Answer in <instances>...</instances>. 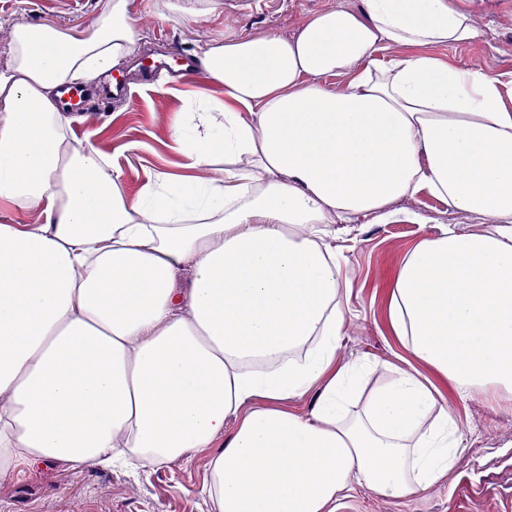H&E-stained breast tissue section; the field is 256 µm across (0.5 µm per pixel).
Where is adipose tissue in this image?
<instances>
[{"instance_id":"ef3b65f1","label":"adipose tissue","mask_w":512,"mask_h":512,"mask_svg":"<svg viewBox=\"0 0 512 512\" xmlns=\"http://www.w3.org/2000/svg\"><path fill=\"white\" fill-rule=\"evenodd\" d=\"M363 2L288 38L200 45L224 98L173 114L191 173L132 200L57 103L139 51L129 0H107L87 38L9 27L0 204L31 220L0 224V478L208 448L218 512H336L360 488L406 498L447 477L463 431L444 388L512 403V105L500 76L425 52L486 30L448 0ZM423 192L491 224L445 226L406 257L390 325L432 374L395 368L362 401L369 359L336 362L348 307L327 239ZM308 394V414L288 409Z\"/></svg>"}]
</instances>
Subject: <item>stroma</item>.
Listing matches in <instances>:
<instances>
[{
  "instance_id": "stroma-1",
  "label": "stroma",
  "mask_w": 512,
  "mask_h": 512,
  "mask_svg": "<svg viewBox=\"0 0 512 512\" xmlns=\"http://www.w3.org/2000/svg\"><path fill=\"white\" fill-rule=\"evenodd\" d=\"M487 27V39L458 47H435L431 53L450 63L482 68L512 79V0H455ZM157 0H129L132 17L142 22V55L163 52L165 44L192 52L223 33L254 36L291 35L311 17L337 7L359 10L362 0H224V9L203 23L156 17ZM104 0H0V22L46 24L72 35H89L88 23ZM221 98L220 87L202 89L139 87L132 102L105 111L84 107L86 123H72L76 140L91 139L124 172L123 191L136 198L150 176L182 174L184 157L174 148L168 127L172 112L196 92ZM386 222L368 217L336 225L333 244L341 264L340 296L352 314L336 353L338 363L367 357L373 364L369 385L392 375L405 350L389 325V300L396 275L421 240L438 235L441 225L482 232L485 218L448 208L422 193L394 203ZM443 403L463 426L464 446L453 470L438 486L419 495L385 499L359 489L343 499L338 512H512V408L498 405L493 392L459 395L445 389ZM208 453L191 461L159 463L131 476L118 469L88 464L76 469L52 460L21 465L0 480V512H217L203 493Z\"/></svg>"
}]
</instances>
